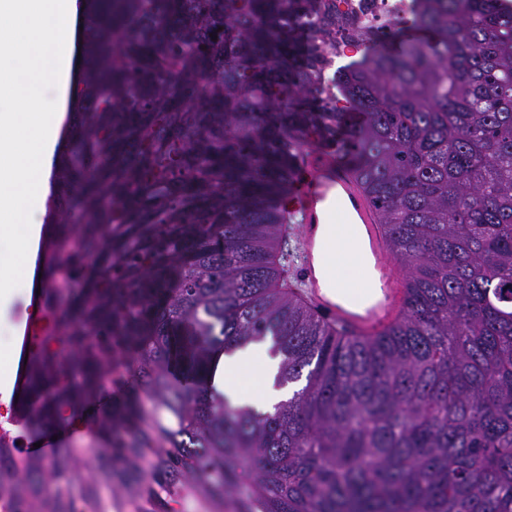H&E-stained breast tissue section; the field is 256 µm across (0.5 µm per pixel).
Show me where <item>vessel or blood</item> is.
<instances>
[{
  "mask_svg": "<svg viewBox=\"0 0 512 512\" xmlns=\"http://www.w3.org/2000/svg\"><path fill=\"white\" fill-rule=\"evenodd\" d=\"M331 199L359 224L361 242L371 263L376 298L363 308L343 305L325 290L323 245L331 221L325 204ZM280 207L296 219L295 277L305 301L323 319L361 336L375 335L398 320L404 288L391 271L384 226L353 164L343 159L340 150L319 145L303 148Z\"/></svg>",
  "mask_w": 512,
  "mask_h": 512,
  "instance_id": "b4317fda",
  "label": "vessel or blood"
}]
</instances>
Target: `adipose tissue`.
Segmentation results:
<instances>
[{"label":"adipose tissue","mask_w":512,"mask_h":512,"mask_svg":"<svg viewBox=\"0 0 512 512\" xmlns=\"http://www.w3.org/2000/svg\"><path fill=\"white\" fill-rule=\"evenodd\" d=\"M77 23L76 0H0V240L11 247L0 256V306L8 307L15 289L32 287L39 276L35 250L43 200L51 173L58 126L68 91L71 44ZM328 275L342 297L364 301L365 267L351 235L332 245ZM220 389L231 405L269 411L288 399L277 387L280 360L266 341H252L220 354Z\"/></svg>","instance_id":"adipose-tissue-1"}]
</instances>
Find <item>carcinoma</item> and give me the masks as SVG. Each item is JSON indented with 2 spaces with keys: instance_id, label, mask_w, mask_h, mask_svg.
<instances>
[{
  "instance_id": "carcinoma-1",
  "label": "carcinoma",
  "mask_w": 512,
  "mask_h": 512,
  "mask_svg": "<svg viewBox=\"0 0 512 512\" xmlns=\"http://www.w3.org/2000/svg\"><path fill=\"white\" fill-rule=\"evenodd\" d=\"M88 0L74 134L58 171L49 324L29 430L109 384L112 481L50 470L57 512H512V10L416 0L329 71L335 0ZM310 25L315 33L303 32ZM217 39H212V36ZM345 130L406 272L404 310L353 338L280 267L296 147ZM270 336L260 414L211 391L212 354ZM42 468L0 442V496Z\"/></svg>"
}]
</instances>
